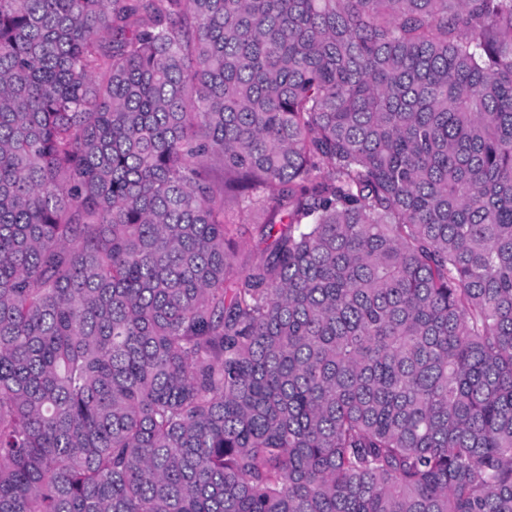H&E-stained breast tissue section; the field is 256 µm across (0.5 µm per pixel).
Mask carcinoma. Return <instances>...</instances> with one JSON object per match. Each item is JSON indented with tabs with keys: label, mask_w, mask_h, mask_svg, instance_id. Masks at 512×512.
Here are the masks:
<instances>
[{
	"label": "carcinoma",
	"mask_w": 512,
	"mask_h": 512,
	"mask_svg": "<svg viewBox=\"0 0 512 512\" xmlns=\"http://www.w3.org/2000/svg\"><path fill=\"white\" fill-rule=\"evenodd\" d=\"M0 512H512V0H0ZM235 221L240 229L238 237H236L240 250L247 254L260 255L265 249L266 243L255 231L254 223L263 221V216L249 211H242L237 214ZM240 233L242 234L240 235Z\"/></svg>",
	"instance_id": "1"
}]
</instances>
